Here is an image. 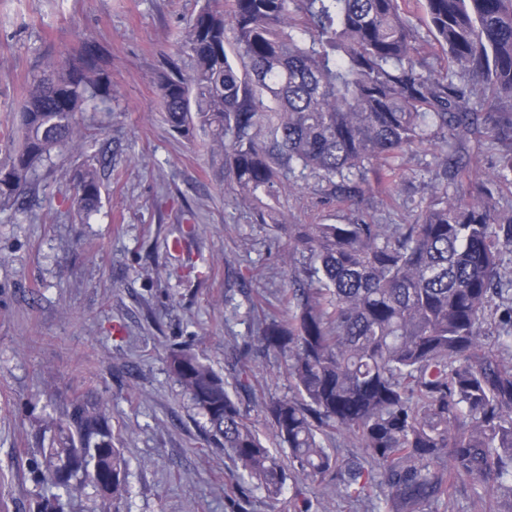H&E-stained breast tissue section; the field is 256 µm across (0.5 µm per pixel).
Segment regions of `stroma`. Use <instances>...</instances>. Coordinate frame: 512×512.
Instances as JSON below:
<instances>
[{
	"mask_svg": "<svg viewBox=\"0 0 512 512\" xmlns=\"http://www.w3.org/2000/svg\"><path fill=\"white\" fill-rule=\"evenodd\" d=\"M204 0H0V166L7 136L49 62L95 45L111 110L86 114L95 136L43 174L26 211L0 205V512H37L34 479L75 397L106 408L127 461L119 512H230L232 461L205 441V418L168 372L173 344L191 343L227 374L262 309L275 305L301 255H287L272 207L292 224H343L333 188L292 174L293 188L258 197L225 178L209 131L173 130L160 105L164 55L179 54ZM103 184L81 218L64 171L82 163ZM395 195L375 224H408L433 198V152L397 159ZM259 396L289 392L281 358L249 351Z\"/></svg>",
	"mask_w": 512,
	"mask_h": 512,
	"instance_id": "35a3bbf8",
	"label": "stroma"
}]
</instances>
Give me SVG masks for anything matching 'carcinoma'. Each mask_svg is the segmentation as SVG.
Returning <instances> with one entry per match:
<instances>
[{
	"label": "carcinoma",
	"mask_w": 512,
	"mask_h": 512,
	"mask_svg": "<svg viewBox=\"0 0 512 512\" xmlns=\"http://www.w3.org/2000/svg\"><path fill=\"white\" fill-rule=\"evenodd\" d=\"M421 2L447 58L442 71L420 56L406 0H205L179 45L192 69L161 62L167 121L180 133L208 129L233 187L271 193L299 166L355 212L345 224L258 212L305 258L281 298L288 315L262 313L252 337L283 359L293 391L261 401L288 464L249 417L258 396L241 358L227 381L190 345L167 356L207 419V441L238 469L232 512L251 505L246 484L270 499L301 476L367 512H433L460 484L472 504L498 494V512H512V213L495 197L512 187V0ZM109 100L92 50L33 82L18 112L20 144L0 169V203L34 194L39 171L57 166L55 150L82 152L94 135L84 112ZM464 134L497 145L492 177L456 169L448 145ZM420 144L436 147L444 168L436 199L413 224L367 222L363 207L392 195L395 159ZM370 172L387 177L377 196L362 188ZM70 181L78 211L96 212L95 167ZM58 433L37 483L68 494L91 484L112 512L127 463L106 411L77 399ZM329 434L360 456L339 460L322 442Z\"/></svg>",
	"instance_id": "obj_1"
}]
</instances>
